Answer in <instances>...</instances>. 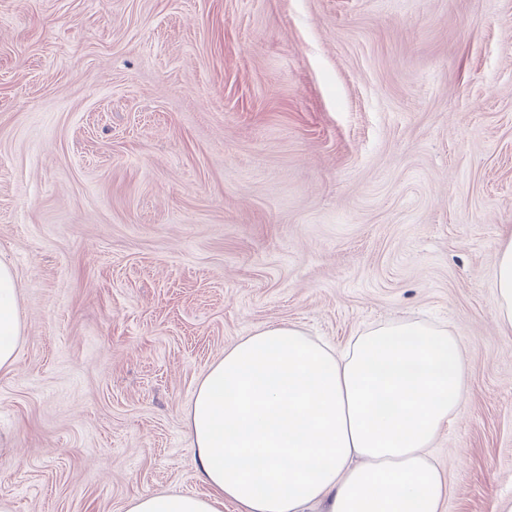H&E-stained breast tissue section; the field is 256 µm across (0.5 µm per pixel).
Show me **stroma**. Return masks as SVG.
<instances>
[{
	"instance_id": "stroma-1",
	"label": "stroma",
	"mask_w": 512,
	"mask_h": 512,
	"mask_svg": "<svg viewBox=\"0 0 512 512\" xmlns=\"http://www.w3.org/2000/svg\"><path fill=\"white\" fill-rule=\"evenodd\" d=\"M512 0H0V501L204 494L186 415L258 325L448 328L442 512L512 494ZM494 299L499 323L512 331V239L496 255ZM18 298L15 273L10 265L0 261V371L13 369L23 333Z\"/></svg>"
}]
</instances>
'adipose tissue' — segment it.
<instances>
[{"label":"adipose tissue","instance_id":"obj_1","mask_svg":"<svg viewBox=\"0 0 512 512\" xmlns=\"http://www.w3.org/2000/svg\"><path fill=\"white\" fill-rule=\"evenodd\" d=\"M19 288L0 261V371L23 333ZM498 321L512 331V240L496 255ZM466 393L448 330L378 325L343 352L294 324L259 326L201 376L187 411L198 495L167 490L127 512H441L448 487L431 450Z\"/></svg>","mask_w":512,"mask_h":512}]
</instances>
